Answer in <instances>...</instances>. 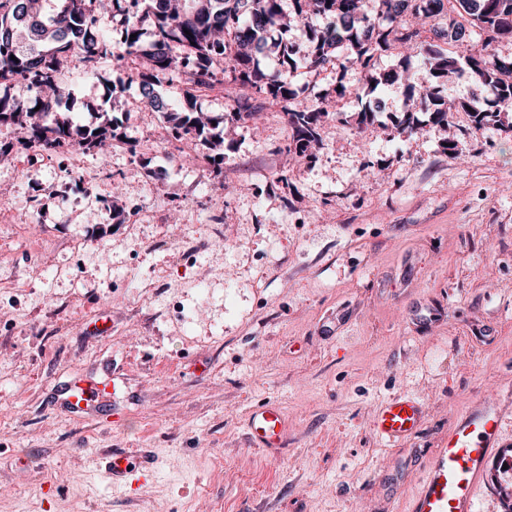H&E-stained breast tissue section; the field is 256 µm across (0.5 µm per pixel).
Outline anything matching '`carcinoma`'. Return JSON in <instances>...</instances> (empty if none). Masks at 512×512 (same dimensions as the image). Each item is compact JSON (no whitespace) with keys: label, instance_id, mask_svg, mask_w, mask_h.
Instances as JSON below:
<instances>
[{"label":"carcinoma","instance_id":"carcinoma-1","mask_svg":"<svg viewBox=\"0 0 512 512\" xmlns=\"http://www.w3.org/2000/svg\"><path fill=\"white\" fill-rule=\"evenodd\" d=\"M120 9L123 0H0V82L17 80L34 91L30 105L21 107L0 94V123L8 122L23 136L16 144L25 149L52 152L63 147L94 150L115 138L114 120L106 117L95 127L75 126L62 102L68 96L58 79L61 61L76 55L84 73L98 78L99 60L111 56L139 58V69L130 80L139 84L142 102L160 112L154 94L159 75L171 74L204 88L232 84L279 103L291 128L288 152L305 159L321 143L319 129L329 116L327 101L343 98L351 87L340 82L316 104L297 101L290 77L306 68L316 70L336 60V50H347L337 60L339 68L352 71L362 85L392 86L402 78L396 69H377L375 56L396 41L423 58L428 79L420 100L407 111L432 113V122L448 125L447 83L460 70L483 89V97L459 108L472 114L474 130L487 118L502 122L512 103V55L488 54L492 42H512V0H293L303 26L285 23L283 0H146L145 18L152 21L154 40L144 45L140 21L125 20L120 39H106L94 26L93 14L103 2ZM469 16L468 28H459L460 39L471 36L454 54L439 44L418 39L429 27L441 36L444 27ZM277 51L281 69L265 72L256 59L263 47ZM258 106L241 95L220 118L202 119L193 111L168 113L176 136L194 135L215 148L209 137L214 125L235 126L256 119Z\"/></svg>","mask_w":512,"mask_h":512}]
</instances>
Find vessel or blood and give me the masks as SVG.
Instances as JSON below:
<instances>
[{
	"instance_id": "1",
	"label": "vessel or blood",
	"mask_w": 512,
	"mask_h": 512,
	"mask_svg": "<svg viewBox=\"0 0 512 512\" xmlns=\"http://www.w3.org/2000/svg\"><path fill=\"white\" fill-rule=\"evenodd\" d=\"M504 414L500 401L483 399L456 419L441 447L422 464L410 512H477L479 497L490 488L488 464L500 452ZM423 419L422 404L411 395L399 394L379 408L374 430L382 441L395 444L415 435ZM286 433V419L278 405H260L248 418L249 439L259 449L282 447ZM103 463L113 481L133 483L145 476L152 459L138 450L117 448Z\"/></svg>"
}]
</instances>
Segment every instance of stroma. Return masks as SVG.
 I'll return each instance as SVG.
<instances>
[{
    "instance_id": "1",
    "label": "stroma",
    "mask_w": 512,
    "mask_h": 512,
    "mask_svg": "<svg viewBox=\"0 0 512 512\" xmlns=\"http://www.w3.org/2000/svg\"><path fill=\"white\" fill-rule=\"evenodd\" d=\"M99 70L122 92L73 64L72 117L114 112L123 140L0 159V512H407L416 458L512 391V130L460 110L404 134L414 59L369 94L372 122L336 99L310 160L264 102L216 172L199 142L158 137L127 61ZM158 92L212 117L233 97ZM111 378L99 408L60 395ZM399 393L425 419L391 447L373 419ZM268 401L288 433L261 452L246 418ZM116 448L153 449L156 474L112 487Z\"/></svg>"
}]
</instances>
